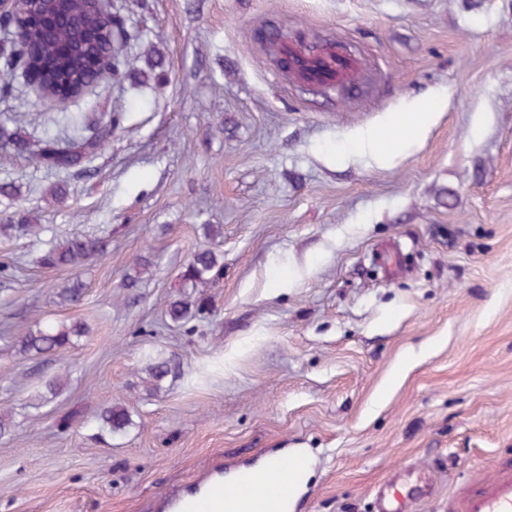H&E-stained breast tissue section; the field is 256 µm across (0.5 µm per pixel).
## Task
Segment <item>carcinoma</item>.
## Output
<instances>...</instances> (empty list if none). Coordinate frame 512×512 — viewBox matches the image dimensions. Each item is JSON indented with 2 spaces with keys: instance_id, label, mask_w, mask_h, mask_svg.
<instances>
[{
  "instance_id": "obj_1",
  "label": "carcinoma",
  "mask_w": 512,
  "mask_h": 512,
  "mask_svg": "<svg viewBox=\"0 0 512 512\" xmlns=\"http://www.w3.org/2000/svg\"><path fill=\"white\" fill-rule=\"evenodd\" d=\"M70 12L80 18L76 25L58 26L42 15V0H34L29 16L27 36L0 43V101L14 96L15 84L11 74L31 65L27 54L29 39L41 43L47 60L54 63L52 106L58 113L44 118L39 124V136L34 137L21 128L9 129L0 121V150L27 157L35 165L45 164L57 169L60 177L48 189L50 199L63 202L68 195L69 173L77 168L89 171L97 151L112 141V134L123 128L126 113L121 110L105 112L92 118L85 112H70L68 107L92 87L109 80L130 76L135 70L134 60L127 52L130 34L124 18L116 14L111 25L114 37L95 40L91 32L96 28L97 14L85 0H68ZM46 231L43 224L32 223V216L18 208L0 210V235L25 238L32 243ZM108 239L75 231L65 240L41 251L38 263L46 269H80L91 260L105 255ZM16 261L12 256H0V281L10 282L16 277ZM224 275V262L212 248L195 252L181 272L186 288H207ZM84 294L83 283L72 280L55 292V297L69 304H77ZM200 299H177L170 304L169 316L175 322L191 318V308H201ZM85 324L75 319L70 323L36 324L12 339L14 351L24 357L54 356L63 358L65 352L86 335ZM172 372V360L160 354L146 361L142 373L144 390L148 396L158 395ZM108 434H118L130 425L129 413L123 406H110L90 418Z\"/></svg>"
}]
</instances>
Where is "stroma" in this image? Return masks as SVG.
<instances>
[{"mask_svg": "<svg viewBox=\"0 0 512 512\" xmlns=\"http://www.w3.org/2000/svg\"><path fill=\"white\" fill-rule=\"evenodd\" d=\"M467 2L112 0L141 34L136 68L163 73L76 103L128 114L91 174L57 205L54 171L0 151V182L52 237L110 240L72 305L53 291L76 274L0 238L20 265L0 333L89 327L61 361L0 336V512H164L163 492L214 468L301 450L312 477L292 512H373L396 474L404 490L431 478L415 512H448L490 464H512V0ZM270 25L350 47L356 92L287 80L257 38ZM437 94L425 133L386 163L353 151ZM206 224L224 276L175 322ZM140 256L153 265L131 290ZM150 353L178 367L152 398ZM111 405L131 415L123 433L58 426Z\"/></svg>", "mask_w": 512, "mask_h": 512, "instance_id": "stroma-1", "label": "stroma"}]
</instances>
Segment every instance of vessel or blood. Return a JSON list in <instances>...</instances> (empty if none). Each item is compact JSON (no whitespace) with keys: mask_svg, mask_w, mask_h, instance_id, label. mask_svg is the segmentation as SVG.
<instances>
[{"mask_svg":"<svg viewBox=\"0 0 512 512\" xmlns=\"http://www.w3.org/2000/svg\"><path fill=\"white\" fill-rule=\"evenodd\" d=\"M305 462L280 457L275 468L256 463L232 472L216 468L193 484L165 492V512H287L290 486ZM375 512H407L393 484L376 494ZM449 512H512V471L489 466L475 485L463 488Z\"/></svg>","mask_w":512,"mask_h":512,"instance_id":"obj_1","label":"vessel or blood"}]
</instances>
